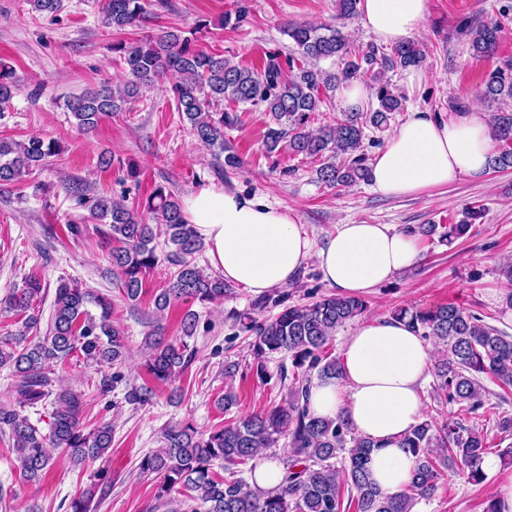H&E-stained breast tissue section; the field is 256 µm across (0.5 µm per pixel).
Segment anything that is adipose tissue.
Instances as JSON below:
<instances>
[{"label":"adipose tissue","mask_w":512,"mask_h":512,"mask_svg":"<svg viewBox=\"0 0 512 512\" xmlns=\"http://www.w3.org/2000/svg\"><path fill=\"white\" fill-rule=\"evenodd\" d=\"M358 12L367 33L393 47L419 36L429 0H359ZM492 144L483 112L412 111L375 155L371 188L384 197H414L464 176L481 177ZM183 214L205 243L210 265L254 295L296 283L312 255L323 281L344 295L367 293L420 257L415 238L387 224H341L315 245L295 209L237 191L202 189L184 198ZM433 361L431 344L405 322L378 316L345 341L342 379L311 388L315 415L345 414L356 435L376 441L369 469L385 493L401 492L410 481L412 456L398 442L423 419L420 386Z\"/></svg>","instance_id":"1"}]
</instances>
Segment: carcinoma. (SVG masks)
I'll list each match as a JSON object with an SVG mask.
<instances>
[{
  "label": "carcinoma",
  "mask_w": 512,
  "mask_h": 512,
  "mask_svg": "<svg viewBox=\"0 0 512 512\" xmlns=\"http://www.w3.org/2000/svg\"><path fill=\"white\" fill-rule=\"evenodd\" d=\"M358 0H336V19L357 14ZM142 0H104L101 23L123 30L141 22ZM502 31L490 20L466 29L472 55L492 58ZM283 33L294 43L295 54L280 60L268 55L260 68L240 66L224 57L191 47L188 39L174 31L155 38L112 43V52L123 57L128 78L123 85L86 90L65 101L66 109L81 132L94 129L100 120L125 106L168 73L176 76L171 87L177 111L192 133L224 156V169L236 170L239 155L224 141V130L241 122L234 109L218 108L226 101L246 105L267 118L263 139L265 153L282 150L319 162L317 179L329 186H347L369 180V165L363 153L365 128L381 129L396 112L403 98L394 94L385 73L418 67L424 52L414 42L396 46L391 54H379L368 46L352 55L350 42L337 26L309 22H287ZM339 63V71L318 66L322 60ZM353 80L371 83L377 107H355L343 117L310 130L311 119L330 93ZM19 84L14 70L0 63V115L11 106ZM482 95L490 100L512 98V60L491 69L483 81ZM494 139L501 145L491 160L492 169L512 168V112L493 115ZM58 142L31 135L22 141L0 138V185L21 181L59 154ZM79 209L109 226L110 265L125 301L136 302L143 291V278L157 264L155 240L164 237L166 258L176 267L165 288L155 296V309L166 310L181 300L221 303L233 292L220 275L206 273L194 262L201 242L186 223L179 200L159 186L147 198L139 214L120 200L95 194L80 183L66 187ZM151 215L155 223L146 221ZM43 284L35 275L24 279L5 298V309L23 317L22 329L0 337V368L16 378L15 404L0 406V428L8 430L28 483L40 481L58 451L74 465L104 458L112 448V425L106 422L84 426L82 394L75 390L53 392L49 374L57 364L81 353L89 367L112 368L98 382L101 393L112 391L121 381L118 368L128 358L124 331L112 319L114 306L106 295L95 294L75 279L59 278L50 321L40 333V316L34 303L42 297ZM98 313L93 314L88 306ZM280 311L265 319L257 314L268 307ZM364 299L351 295H324L308 305H291L288 294L268 295L251 309L234 314L243 328L253 332L249 370L260 384L276 377L292 380L284 401L232 420L219 428L200 431L192 424L168 426L162 446L141 459L139 468L156 474L155 497L174 505L170 512H413L420 499L431 498L452 467L472 484H481V468L487 454L484 430L468 427L451 416L441 421L425 419L405 435L399 447L413 456L408 490L389 495L369 478L368 461L378 444L355 435L344 415L334 419L313 415L309 396L314 380L340 379L339 358L328 353L336 329L361 316ZM393 317L424 337H434L446 348L444 358L434 363L436 398L481 417L491 406L483 399L480 376L486 375L503 389H512V336L483 323L455 303L431 307L400 308ZM197 315L189 312L182 321V337L164 343L156 338L158 327L145 336L146 369L159 383L169 384L188 368L195 351L187 339L194 336ZM284 354L291 366L280 363L271 372L269 362ZM53 399L49 432L44 434L24 411ZM287 445L281 459L283 477L271 488H260L242 477L241 467L254 473L255 459L262 450ZM340 465H335V462ZM224 467V477L214 466Z\"/></svg>",
  "instance_id": "carcinoma-1"
}]
</instances>
